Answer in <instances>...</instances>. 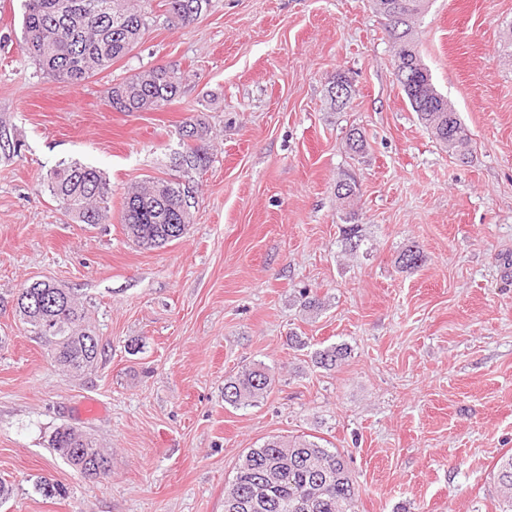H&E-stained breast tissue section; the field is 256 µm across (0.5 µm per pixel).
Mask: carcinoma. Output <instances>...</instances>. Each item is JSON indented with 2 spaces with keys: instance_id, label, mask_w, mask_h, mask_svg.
Listing matches in <instances>:
<instances>
[{
  "instance_id": "1",
  "label": "carcinoma",
  "mask_w": 512,
  "mask_h": 512,
  "mask_svg": "<svg viewBox=\"0 0 512 512\" xmlns=\"http://www.w3.org/2000/svg\"><path fill=\"white\" fill-rule=\"evenodd\" d=\"M151 0H24L23 50L39 69L53 78L78 84L123 59L139 43ZM399 27L387 24L399 40L398 60L405 63L409 82H400L420 123L437 142L457 155L466 154L470 138L457 112L432 84L413 37L412 20L422 14L421 0H404ZM167 11L189 25L209 6V0H166ZM182 73L156 65L109 88L111 107L118 112L160 110L179 94ZM208 130L187 120L181 127L176 165L182 176L199 172L211 160ZM47 187L61 207L82 224H103L110 217L112 189L103 174L77 160L62 162L48 177ZM359 190H342L340 199L350 211L341 227L342 245L351 253L363 243L357 212L351 209ZM196 201L180 179L148 178L127 194L121 221L127 237L146 249L163 247L179 238L192 222ZM425 262L416 245L402 250L398 267L412 271ZM16 310L33 336L46 346L58 366L80 373L91 369L104 354L99 337L85 325V313L67 288L41 281L18 294ZM347 348L330 345L314 354L325 370L336 368ZM275 382L274 368L257 362L224 382V403L233 408L252 406ZM50 447L88 479L111 473L108 456L70 427L54 432ZM493 483L501 512H512V453L497 462ZM358 488L345 455L336 448L296 436L273 437L242 455L229 490L228 512H357Z\"/></svg>"
}]
</instances>
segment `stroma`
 Wrapping results in <instances>:
<instances>
[{
	"label": "stroma",
	"mask_w": 512,
	"mask_h": 512,
	"mask_svg": "<svg viewBox=\"0 0 512 512\" xmlns=\"http://www.w3.org/2000/svg\"><path fill=\"white\" fill-rule=\"evenodd\" d=\"M21 0H0V512H224L249 448L314 435L344 451L359 512H498L496 461L512 452V0H429L421 59L470 136L459 159L418 121L394 44L369 0H211L172 20L152 0L142 40L72 85L21 49ZM157 64L184 75L171 104L118 112L107 91ZM355 93L329 99L336 72ZM211 161L179 240L143 249L124 197L170 159L187 118ZM361 129L365 153L346 137ZM112 185L104 224L67 216L45 179L62 160ZM351 176L367 247L346 256L334 188ZM426 262L402 271L406 246ZM71 289L105 354L82 375L51 361L13 300L35 280ZM309 289L324 304L308 313ZM303 346L288 342L290 333ZM346 345L335 370L315 351ZM275 369L256 406L224 381ZM71 426L111 459L89 480L49 446ZM45 476L66 495L47 499Z\"/></svg>",
	"instance_id": "obj_1"
}]
</instances>
